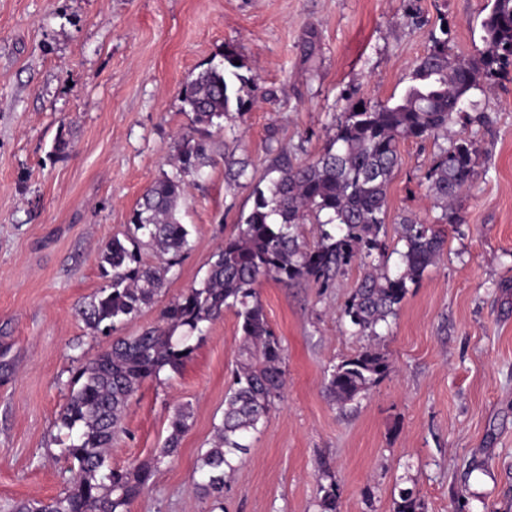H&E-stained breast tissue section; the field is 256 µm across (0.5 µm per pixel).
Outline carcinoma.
Segmentation results:
<instances>
[{"label": "carcinoma", "instance_id": "carcinoma-1", "mask_svg": "<svg viewBox=\"0 0 512 512\" xmlns=\"http://www.w3.org/2000/svg\"><path fill=\"white\" fill-rule=\"evenodd\" d=\"M484 49L463 59L448 50V32L432 36L418 60L411 85L389 104L353 103L337 119L336 132L313 161L298 163L279 149L252 191L253 205L240 220L234 236L224 240L199 287L175 298L163 311L164 327L137 336H119L124 322L151 304L165 285L168 270L189 247L190 232L179 218L180 204L208 162L211 129L254 85L242 73L244 65L230 48L222 63L200 72L184 84L181 99L199 126L200 137H186L174 155L175 171L163 173L146 190L134 211L130 245L114 238L100 254L107 285L79 310L94 330L112 339L84 358L74 377L59 421L67 429L62 451L73 473L62 495L44 502L22 500L3 512H128L164 459L177 453L188 429V406L176 409L172 432L153 458L130 469L112 468L108 457L129 400L147 379L165 369L178 371L194 350V333L234 310L240 332L239 359L232 386L224 397V415L211 446L201 453L198 487L219 508L225 478L233 462L247 452L248 439L260 431L274 401L285 388L284 347L270 327L257 286L271 278L283 284L305 280L327 288L355 259L363 266L342 317L355 333L379 337L377 328L395 317L408 284L419 281L436 264L446 247L444 231L411 218L401 221L400 270L386 267L387 190L399 165V143L448 135L460 123H485L476 92L512 75V0H492L482 23ZM363 111H356L357 106ZM480 144L474 135L459 136L440 150L426 174L429 190L443 224L461 222L460 201L477 174ZM299 224L317 225V240L299 241ZM151 248L159 264L142 262L140 248ZM183 330L180 336L177 330ZM389 370L384 353L369 347L333 365L324 378L327 395L347 405L364 395ZM320 512H336V484L320 486ZM396 512H422L410 491L400 494Z\"/></svg>", "mask_w": 512, "mask_h": 512}]
</instances>
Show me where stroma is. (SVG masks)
<instances>
[{
	"label": "stroma",
	"mask_w": 512,
	"mask_h": 512,
	"mask_svg": "<svg viewBox=\"0 0 512 512\" xmlns=\"http://www.w3.org/2000/svg\"><path fill=\"white\" fill-rule=\"evenodd\" d=\"M491 0H0V504L50 501L71 477L58 417L83 354L104 338L78 315L106 279L99 254L124 237L145 190L193 135L181 87L234 49L257 86L210 139L202 177L182 201L190 247L154 301L120 333L162 325L168 303L199 286L252 208L251 180L275 149L318 156L351 103L398 100L432 32L453 55L484 48ZM481 146L445 225L447 249L410 286L380 338L354 334L341 310L362 266L326 288L261 282L258 298L285 349L286 390L224 487V512H395L412 489L425 512H512V80L487 87ZM65 151H57L59 141ZM446 138L400 142L387 196V241L402 218L436 223L426 173ZM179 371L143 382L110 462L152 458L176 406L191 411L177 454L130 512H212L197 469L224 414L238 358L233 310L204 324ZM370 346L389 371L343 406L326 371Z\"/></svg>",
	"instance_id": "stroma-1"
}]
</instances>
